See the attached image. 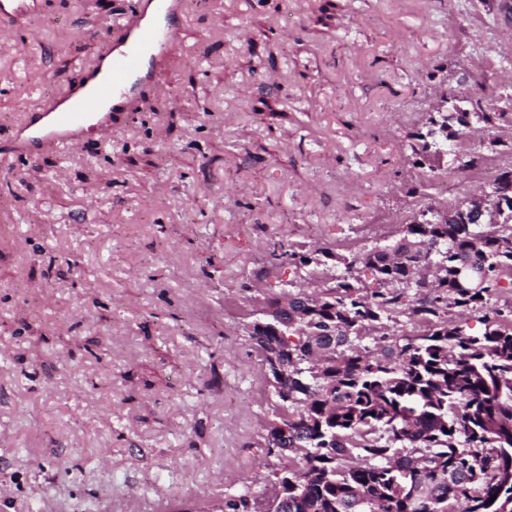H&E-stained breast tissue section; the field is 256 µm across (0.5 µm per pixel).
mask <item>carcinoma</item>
Returning <instances> with one entry per match:
<instances>
[{
  "instance_id": "obj_1",
  "label": "carcinoma",
  "mask_w": 512,
  "mask_h": 512,
  "mask_svg": "<svg viewBox=\"0 0 512 512\" xmlns=\"http://www.w3.org/2000/svg\"><path fill=\"white\" fill-rule=\"evenodd\" d=\"M487 112H431L416 133L415 162L429 171L440 145ZM299 278L322 296H288L276 326L254 328L277 401L267 453L304 461L275 474L266 512H512V305L492 299L512 279V206L485 232L428 207L392 244L361 262L376 288L323 268L328 249H281ZM475 269L461 284L459 269ZM419 334L378 355L356 342L386 335L407 290ZM478 312L480 334L447 318ZM250 491L222 512H257Z\"/></svg>"
}]
</instances>
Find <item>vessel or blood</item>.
<instances>
[{"label":"vessel or blood","mask_w":512,"mask_h":512,"mask_svg":"<svg viewBox=\"0 0 512 512\" xmlns=\"http://www.w3.org/2000/svg\"><path fill=\"white\" fill-rule=\"evenodd\" d=\"M41 10L39 0H0V43L8 44L12 21ZM186 0H135L133 22L117 31L79 81L51 95L13 128L9 145L31 158L42 148L76 146L93 127L124 117L152 81L149 65L164 58L186 19Z\"/></svg>","instance_id":"1"}]
</instances>
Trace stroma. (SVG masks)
Listing matches in <instances>:
<instances>
[{"mask_svg":"<svg viewBox=\"0 0 512 512\" xmlns=\"http://www.w3.org/2000/svg\"><path fill=\"white\" fill-rule=\"evenodd\" d=\"M0 47V140L76 81L131 0H42ZM187 0L134 112L0 151V512H207L280 466L245 326L276 245L354 260L512 165L414 167L441 90L512 114V0ZM250 38H242V31ZM335 264L336 272L344 266Z\"/></svg>","mask_w":512,"mask_h":512,"instance_id":"stroma-1","label":"stroma"}]
</instances>
